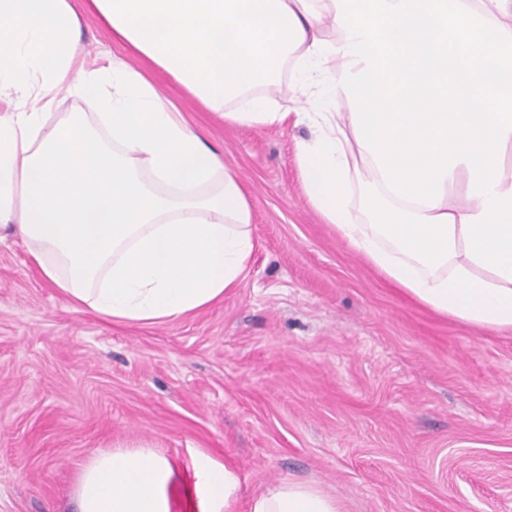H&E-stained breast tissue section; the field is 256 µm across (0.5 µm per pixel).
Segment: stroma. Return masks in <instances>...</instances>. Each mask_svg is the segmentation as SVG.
Listing matches in <instances>:
<instances>
[{
  "mask_svg": "<svg viewBox=\"0 0 512 512\" xmlns=\"http://www.w3.org/2000/svg\"><path fill=\"white\" fill-rule=\"evenodd\" d=\"M82 50L123 56L86 10ZM154 80L246 186L254 250L235 292L123 324L0 244V512H74L97 453L146 443L185 480L203 452L247 499L310 481L345 512H512V333L437 315L390 284L308 202L309 126L238 127Z\"/></svg>",
  "mask_w": 512,
  "mask_h": 512,
  "instance_id": "35a3bbf8",
  "label": "stroma"
}]
</instances>
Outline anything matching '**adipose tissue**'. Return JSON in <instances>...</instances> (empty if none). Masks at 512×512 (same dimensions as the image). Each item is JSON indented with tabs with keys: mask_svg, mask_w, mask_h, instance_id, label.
<instances>
[{
	"mask_svg": "<svg viewBox=\"0 0 512 512\" xmlns=\"http://www.w3.org/2000/svg\"><path fill=\"white\" fill-rule=\"evenodd\" d=\"M114 40L241 127L311 125L309 203L432 311L512 330V0H88ZM70 0H0V240L73 303L124 323L200 311L245 279L248 193L145 71L78 48ZM315 111L278 107L282 67ZM86 111L53 120L59 94ZM343 103L348 113H340ZM202 512L240 482L198 453ZM175 470L140 444L94 456L76 512H172ZM250 512H343L286 480Z\"/></svg>",
	"mask_w": 512,
	"mask_h": 512,
	"instance_id": "obj_1",
	"label": "adipose tissue"
}]
</instances>
